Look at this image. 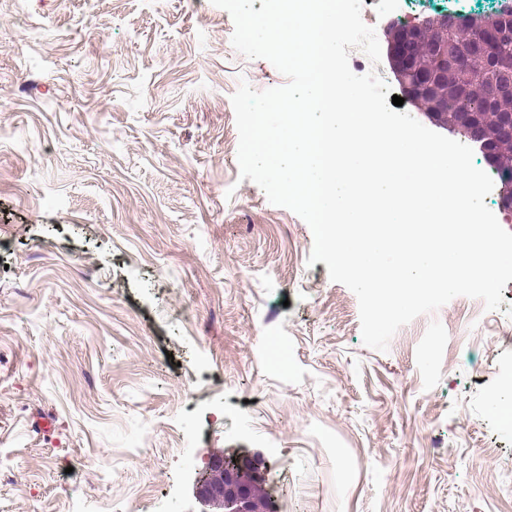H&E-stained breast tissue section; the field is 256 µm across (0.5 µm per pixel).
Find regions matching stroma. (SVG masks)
I'll use <instances>...</instances> for the list:
<instances>
[{"mask_svg": "<svg viewBox=\"0 0 512 512\" xmlns=\"http://www.w3.org/2000/svg\"><path fill=\"white\" fill-rule=\"evenodd\" d=\"M501 0H393L388 25ZM212 0H0V502L216 512L254 458L275 512H512V281L387 350L241 179L232 95L286 85ZM235 460L236 459L233 457H224V461L216 458H210L205 473L197 479L195 483V494L203 505L211 503L210 497L212 490L210 489V481H217V478H212L214 471H224V474L227 475L228 471L224 470V462L227 461L228 463H234ZM211 478L212 480H210Z\"/></svg>", "mask_w": 512, "mask_h": 512, "instance_id": "obj_1", "label": "stroma"}]
</instances>
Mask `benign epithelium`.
<instances>
[{"label":"benign epithelium","instance_id":"1","mask_svg":"<svg viewBox=\"0 0 512 512\" xmlns=\"http://www.w3.org/2000/svg\"><path fill=\"white\" fill-rule=\"evenodd\" d=\"M497 30V39L501 42L512 43V17L508 15H460L442 13L426 16L405 25H391L386 31L387 58L391 69L398 74L409 93V101L420 97H431V108L424 111L425 118L434 126L442 128L455 135L459 129L442 119V113L447 111L444 103L434 96L436 84L443 81L448 74L457 76L459 85L457 93L460 98L459 111H466L465 102L469 92L479 80L471 71L473 53L484 57L488 69L497 74V78L480 84L481 100L488 108L502 99L512 100V62L501 58L500 52L494 46L481 40H460L461 32H480L484 29ZM425 42L432 48L434 54V69L428 75H420L414 71V57L403 52V46ZM224 470V461L210 459L205 473L196 480L195 494L201 503H211L210 479L216 471ZM258 477L255 467L247 459L240 460V471L230 472L231 484L223 496L224 512H248L249 489L243 480V474Z\"/></svg>","mask_w":512,"mask_h":512}]
</instances>
